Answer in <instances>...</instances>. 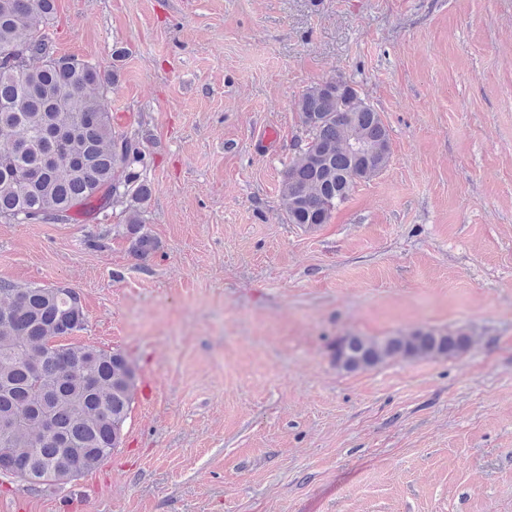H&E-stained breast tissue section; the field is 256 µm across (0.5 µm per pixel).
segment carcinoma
Instances as JSON below:
<instances>
[{
    "label": "carcinoma",
    "mask_w": 512,
    "mask_h": 512,
    "mask_svg": "<svg viewBox=\"0 0 512 512\" xmlns=\"http://www.w3.org/2000/svg\"><path fill=\"white\" fill-rule=\"evenodd\" d=\"M56 0H0V218L31 210L32 223L98 218L122 206L133 213L126 233L148 255L156 241L140 214L153 186L143 171L139 132L116 129L109 93L116 74L87 60L57 55L43 22ZM306 144L284 171L281 203L288 223L326 224L361 181L390 160L381 117L341 80L307 88L296 102ZM113 186L112 198L98 194ZM59 288L0 281V471L30 475L28 484L65 485V457L88 474L112 455L137 385V368L120 352L57 344L84 326ZM463 331L436 329L383 338L351 334L336 341V366L354 372L391 359L453 357L470 347ZM50 418L54 430L43 429Z\"/></svg>",
    "instance_id": "obj_1"
}]
</instances>
